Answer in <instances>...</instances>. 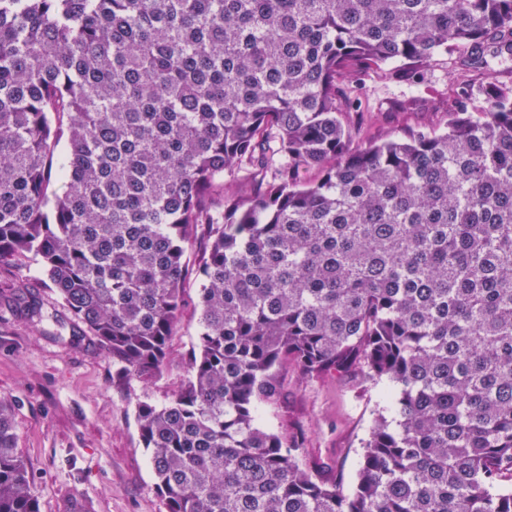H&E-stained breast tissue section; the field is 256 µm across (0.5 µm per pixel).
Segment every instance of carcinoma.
<instances>
[{
  "label": "carcinoma",
  "instance_id": "obj_1",
  "mask_svg": "<svg viewBox=\"0 0 512 512\" xmlns=\"http://www.w3.org/2000/svg\"><path fill=\"white\" fill-rule=\"evenodd\" d=\"M444 55L443 125L361 140L365 73ZM511 60L512 0H0V266L148 383L201 244L188 381L136 410L166 512H512ZM288 361L397 389L348 494L259 425ZM16 445L0 399L39 512Z\"/></svg>",
  "mask_w": 512,
  "mask_h": 512
}]
</instances>
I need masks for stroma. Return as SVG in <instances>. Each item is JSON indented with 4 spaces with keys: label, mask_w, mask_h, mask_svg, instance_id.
I'll return each mask as SVG.
<instances>
[{
    "label": "stroma",
    "mask_w": 512,
    "mask_h": 512,
    "mask_svg": "<svg viewBox=\"0 0 512 512\" xmlns=\"http://www.w3.org/2000/svg\"><path fill=\"white\" fill-rule=\"evenodd\" d=\"M452 64L445 56L427 72L412 112L391 110L402 86L381 71L368 72L361 136L374 139L441 124L454 94L447 77ZM18 279L41 304L43 319L12 301L11 284ZM184 298L162 373L148 383L122 380L94 336L67 318L34 256L0 267V399L13 408L17 449L40 512H165L153 490L155 475L140 442L136 408L144 401L164 405L187 378L199 319L195 274L187 276ZM278 375L281 393L260 406L261 426L303 433L306 465H324L325 479L351 491L387 382L312 379L292 363L280 367Z\"/></svg>",
    "instance_id": "35a3bbf8"
}]
</instances>
